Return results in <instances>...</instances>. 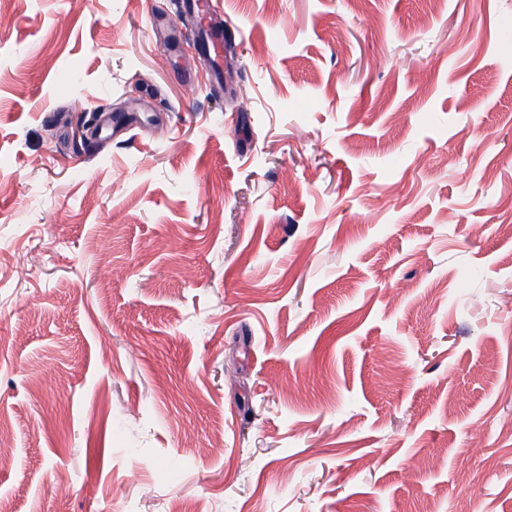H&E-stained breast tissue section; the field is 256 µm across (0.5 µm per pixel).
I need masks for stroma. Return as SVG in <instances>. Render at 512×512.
<instances>
[{
    "label": "stroma",
    "mask_w": 512,
    "mask_h": 512,
    "mask_svg": "<svg viewBox=\"0 0 512 512\" xmlns=\"http://www.w3.org/2000/svg\"><path fill=\"white\" fill-rule=\"evenodd\" d=\"M212 16L0 0V500L512 512V0ZM221 47H224V26L214 22L204 30L201 49L208 57L215 61ZM212 54H214V58Z\"/></svg>",
    "instance_id": "1"
}]
</instances>
